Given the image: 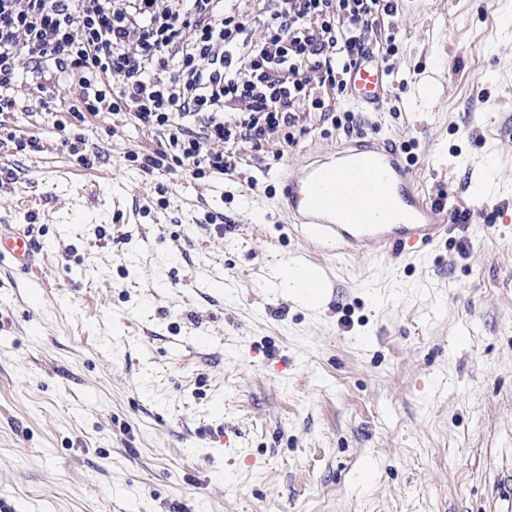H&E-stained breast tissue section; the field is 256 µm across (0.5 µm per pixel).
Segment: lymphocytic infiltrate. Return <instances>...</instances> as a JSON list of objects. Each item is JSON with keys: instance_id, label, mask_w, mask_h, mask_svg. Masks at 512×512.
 I'll return each instance as SVG.
<instances>
[{"instance_id": "f902f5d3", "label": "lymphocytic infiltrate", "mask_w": 512, "mask_h": 512, "mask_svg": "<svg viewBox=\"0 0 512 512\" xmlns=\"http://www.w3.org/2000/svg\"><path fill=\"white\" fill-rule=\"evenodd\" d=\"M396 11L395 0H279L263 41L241 55L248 22L225 14L224 0H0V112L17 107L27 54L74 86L75 115L128 110L168 129V152L144 155V166L171 155L195 176L221 174L235 166L221 144L293 126L311 74L335 84L366 52V30ZM228 100L245 102L244 115L225 116Z\"/></svg>"}]
</instances>
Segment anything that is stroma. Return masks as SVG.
I'll return each mask as SVG.
<instances>
[{
    "label": "stroma",
    "mask_w": 512,
    "mask_h": 512,
    "mask_svg": "<svg viewBox=\"0 0 512 512\" xmlns=\"http://www.w3.org/2000/svg\"><path fill=\"white\" fill-rule=\"evenodd\" d=\"M510 15L403 0L365 34L396 39L382 111L314 87L327 109L295 103L294 143L225 144L237 167L200 179L130 161L167 135L76 120L22 57L0 224L45 265L0 269V512H512ZM349 110L467 220L416 258L317 250L335 292L306 305L276 276L306 247L278 173L336 150Z\"/></svg>",
    "instance_id": "obj_1"
}]
</instances>
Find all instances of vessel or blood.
Segmentation results:
<instances>
[{"mask_svg": "<svg viewBox=\"0 0 512 512\" xmlns=\"http://www.w3.org/2000/svg\"><path fill=\"white\" fill-rule=\"evenodd\" d=\"M390 74L377 55L358 58L350 70L347 99L377 112L389 100ZM281 208L287 224L349 258L363 253L418 252L445 229L444 205L425 192L416 162L392 140L348 137L337 153L304 161L282 182ZM35 239L13 224L0 225V264L31 268ZM302 288L327 291L330 283L307 257L295 259Z\"/></svg>", "mask_w": 512, "mask_h": 512, "instance_id": "vessel-or-blood-1", "label": "vessel or blood"}]
</instances>
